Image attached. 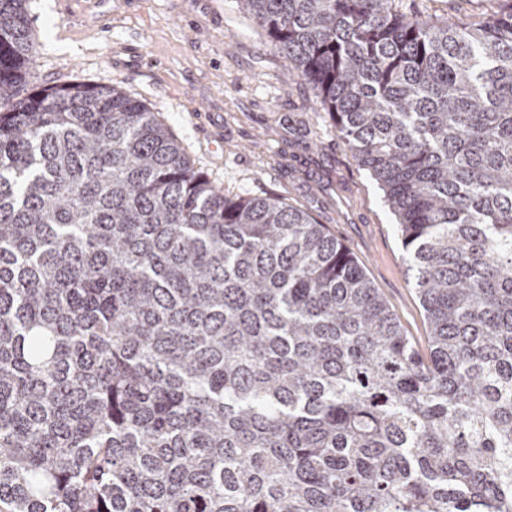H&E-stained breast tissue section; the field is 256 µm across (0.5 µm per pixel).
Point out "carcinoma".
<instances>
[{"label":"carcinoma","mask_w":512,"mask_h":512,"mask_svg":"<svg viewBox=\"0 0 512 512\" xmlns=\"http://www.w3.org/2000/svg\"><path fill=\"white\" fill-rule=\"evenodd\" d=\"M397 217L422 352L303 210L0 0V512H512V0H239ZM481 0H415L418 9L442 17H466L479 12Z\"/></svg>","instance_id":"obj_1"}]
</instances>
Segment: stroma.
Segmentation results:
<instances>
[{
	"label": "stroma",
	"mask_w": 512,
	"mask_h": 512,
	"mask_svg": "<svg viewBox=\"0 0 512 512\" xmlns=\"http://www.w3.org/2000/svg\"><path fill=\"white\" fill-rule=\"evenodd\" d=\"M31 83L120 85L225 194L282 197L358 260L407 335L428 324L396 219L329 113L236 0H30Z\"/></svg>",
	"instance_id": "1"
}]
</instances>
